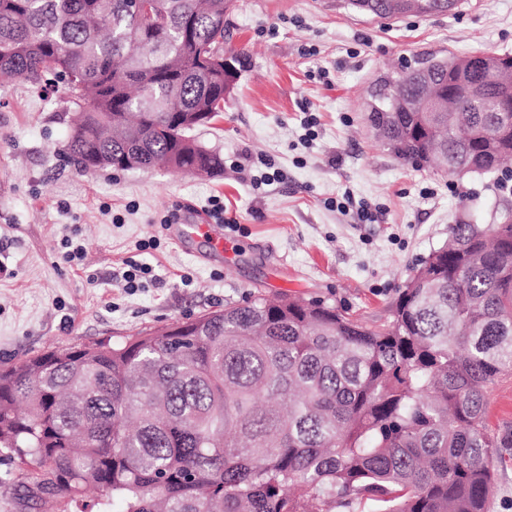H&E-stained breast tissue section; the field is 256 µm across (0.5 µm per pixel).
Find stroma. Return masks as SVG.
Returning a JSON list of instances; mask_svg holds the SVG:
<instances>
[{"label": "stroma", "instance_id": "1", "mask_svg": "<svg viewBox=\"0 0 512 512\" xmlns=\"http://www.w3.org/2000/svg\"><path fill=\"white\" fill-rule=\"evenodd\" d=\"M227 47L245 61L224 112L196 140L223 171L86 172L65 156L72 107L64 87L0 85V363L48 349L113 342L243 303L251 295L317 299L371 323L387 316L415 268L451 224L495 223L492 176H450L395 158L366 120L380 75L425 52L512 53V0H462L453 13L391 21L344 0H235ZM318 119L304 141V111ZM271 167V184L252 178ZM351 196L361 223L331 202ZM224 202L234 249L212 253L182 225ZM176 213V223L164 216ZM78 236L80 264L61 242ZM159 284L116 280L142 239Z\"/></svg>", "mask_w": 512, "mask_h": 512}]
</instances>
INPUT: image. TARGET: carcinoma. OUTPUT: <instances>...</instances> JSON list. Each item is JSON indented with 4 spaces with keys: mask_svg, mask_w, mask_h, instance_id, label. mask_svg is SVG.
Listing matches in <instances>:
<instances>
[{
    "mask_svg": "<svg viewBox=\"0 0 512 512\" xmlns=\"http://www.w3.org/2000/svg\"><path fill=\"white\" fill-rule=\"evenodd\" d=\"M0 0V82L61 80L67 156L85 171L211 174L192 136L224 112V0ZM401 97L428 87L413 68ZM367 107L397 158L450 175L512 158V112ZM203 114L202 120L193 118ZM512 372V222L448 225L374 325L335 306L252 297L164 331L0 365V448L60 512H486L498 449L488 387Z\"/></svg>",
    "mask_w": 512,
    "mask_h": 512,
    "instance_id": "carcinoma-1",
    "label": "carcinoma"
}]
</instances>
